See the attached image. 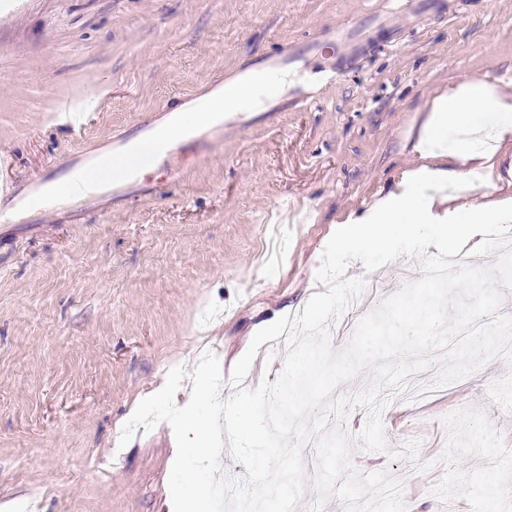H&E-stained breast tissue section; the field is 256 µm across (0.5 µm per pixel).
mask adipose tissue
Instances as JSON below:
<instances>
[{
    "instance_id": "1",
    "label": "adipose tissue",
    "mask_w": 512,
    "mask_h": 512,
    "mask_svg": "<svg viewBox=\"0 0 512 512\" xmlns=\"http://www.w3.org/2000/svg\"><path fill=\"white\" fill-rule=\"evenodd\" d=\"M288 83L284 74L271 82L259 75L250 99L239 98L233 91L210 95L205 106L197 110L195 122L205 125L224 113L241 111L245 104H261L278 95ZM493 116L498 119L500 133L512 131V105L489 92L485 84L469 82L437 96L413 147L421 159L420 166L404 173L398 191L378 199L364 216H350L341 222L339 249L360 257L390 258L402 247L454 248L467 241L472 250H481V226L500 223L512 215V197L501 198L490 190L468 208H452L441 214L435 209V191L465 180L471 164L490 162L512 176V149L503 148L491 161L480 152L454 145L461 130L483 127Z\"/></svg>"
}]
</instances>
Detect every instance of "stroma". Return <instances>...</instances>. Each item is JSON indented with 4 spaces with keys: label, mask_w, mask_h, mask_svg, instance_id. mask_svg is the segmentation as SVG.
Wrapping results in <instances>:
<instances>
[{
    "label": "stroma",
    "mask_w": 512,
    "mask_h": 512,
    "mask_svg": "<svg viewBox=\"0 0 512 512\" xmlns=\"http://www.w3.org/2000/svg\"><path fill=\"white\" fill-rule=\"evenodd\" d=\"M0 14L1 173L54 181L114 137L283 45L297 80L332 67L316 102L279 97L224 121L207 152L143 173V189L24 213L0 231V512H172L171 427H122L177 366L213 352L230 374L259 329L317 293L349 214L395 191L433 99L480 81L512 104V0H12ZM354 31L342 45L337 29ZM317 53H307V45ZM108 88L72 130L55 104ZM390 449L362 472L421 481L419 512L512 500V365L495 358L382 412Z\"/></svg>",
    "instance_id": "35a3bbf8"
}]
</instances>
